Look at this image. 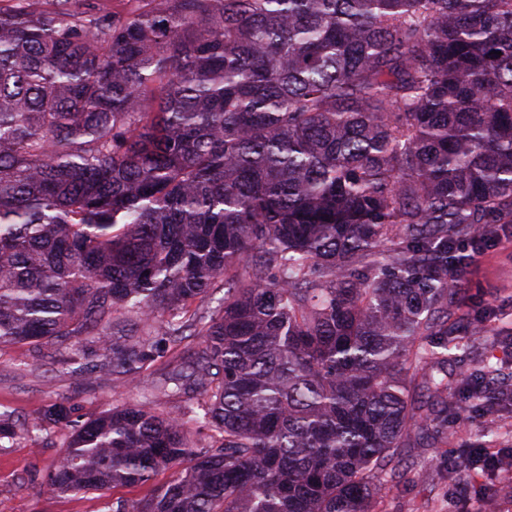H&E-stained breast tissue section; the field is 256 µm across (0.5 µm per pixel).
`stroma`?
<instances>
[{
	"label": "stroma",
	"instance_id": "35a3bbf8",
	"mask_svg": "<svg viewBox=\"0 0 512 512\" xmlns=\"http://www.w3.org/2000/svg\"><path fill=\"white\" fill-rule=\"evenodd\" d=\"M470 301L464 308L467 330L492 334L498 323L512 320V237L493 242L477 262L468 264L462 278ZM100 345L18 343L0 347V410L12 412L20 430L9 447L0 448V512H112L116 500L143 497L146 487L50 496L39 486L48 469L63 456L67 432L52 427L39 435L27 434L50 403L65 399L78 415L92 417L117 404L135 403L138 388L104 376L86 386L72 374L73 362L92 367L101 362ZM488 422L469 410L449 418L451 440L435 448L407 449V466L398 482L377 499L375 512H512V502L485 504L484 478L469 486L457 480L460 448L473 443Z\"/></svg>",
	"mask_w": 512,
	"mask_h": 512
}]
</instances>
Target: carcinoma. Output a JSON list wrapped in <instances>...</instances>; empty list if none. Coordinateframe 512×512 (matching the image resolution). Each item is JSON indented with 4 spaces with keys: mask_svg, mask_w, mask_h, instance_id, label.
<instances>
[{
    "mask_svg": "<svg viewBox=\"0 0 512 512\" xmlns=\"http://www.w3.org/2000/svg\"><path fill=\"white\" fill-rule=\"evenodd\" d=\"M118 2L0 0V346L95 336L74 372L146 391L26 428H70L42 492L374 512L448 417L512 422V360L448 326L512 224V0Z\"/></svg>",
    "mask_w": 512,
    "mask_h": 512,
    "instance_id": "carcinoma-1",
    "label": "carcinoma"
}]
</instances>
